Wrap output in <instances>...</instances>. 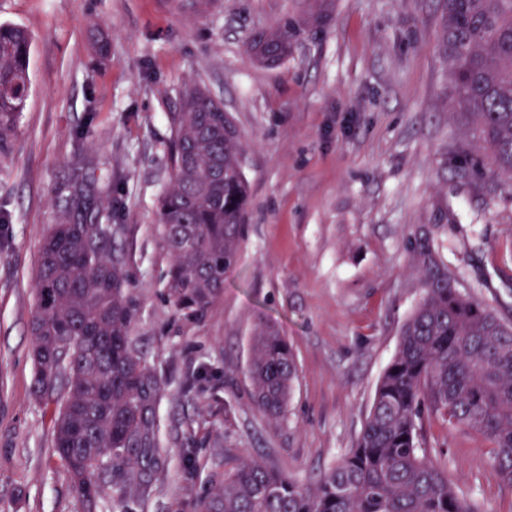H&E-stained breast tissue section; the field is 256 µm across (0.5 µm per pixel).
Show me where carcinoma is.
I'll list each match as a JSON object with an SVG mask.
<instances>
[{"label":"carcinoma","mask_w":512,"mask_h":512,"mask_svg":"<svg viewBox=\"0 0 512 512\" xmlns=\"http://www.w3.org/2000/svg\"><path fill=\"white\" fill-rule=\"evenodd\" d=\"M299 34L293 19L255 38L266 64L288 57ZM31 36L0 24V151L14 134L28 97ZM441 50L451 103L473 119L474 138L493 172L512 178V0H444ZM224 104L204 89L185 90L172 115L170 187L158 200L162 241L173 262L167 297L177 312H206L237 264L248 199L238 131L224 130ZM69 214L40 248L31 321L36 393H57L55 452L80 498L100 472L76 448H110L115 473L157 464L156 410L163 382L135 348L134 315L124 300L121 253L106 236L111 217L94 201L93 181L73 175ZM420 299L404 323L398 349L381 375L362 431L336 465L299 479L244 458L198 512H476L422 447L424 420L481 434L512 484V324L458 289L434 239L416 236ZM98 336L102 346L70 354L60 327ZM245 375L269 420L287 413L298 368L286 336L259 322Z\"/></svg>","instance_id":"1"}]
</instances>
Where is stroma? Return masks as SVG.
Returning <instances> with one entry per match:
<instances>
[{
    "label": "stroma",
    "instance_id": "obj_1",
    "mask_svg": "<svg viewBox=\"0 0 512 512\" xmlns=\"http://www.w3.org/2000/svg\"><path fill=\"white\" fill-rule=\"evenodd\" d=\"M289 17L301 36L264 66L252 37ZM442 22V0H0V23L32 37L0 156V512H197L245 457L301 479L333 467L419 298L416 232L512 323V181L451 105ZM195 84L234 118L250 201L223 295L190 317L167 300L157 205L171 116ZM78 170L117 226L133 342L165 383L158 467L105 478L92 505L55 456L30 332L40 245ZM262 319L299 368L278 423L243 374ZM424 443L479 512H512L483 436L429 421Z\"/></svg>",
    "mask_w": 512,
    "mask_h": 512
}]
</instances>
